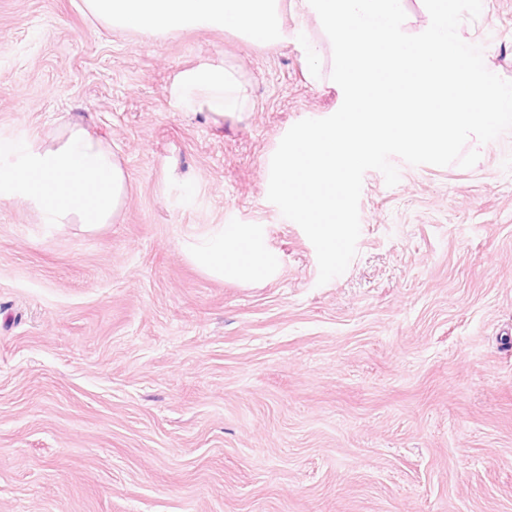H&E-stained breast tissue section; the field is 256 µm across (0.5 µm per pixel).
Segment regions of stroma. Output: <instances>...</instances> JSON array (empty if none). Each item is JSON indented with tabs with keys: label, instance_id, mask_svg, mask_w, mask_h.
I'll return each mask as SVG.
<instances>
[{
	"label": "stroma",
	"instance_id": "1",
	"mask_svg": "<svg viewBox=\"0 0 512 512\" xmlns=\"http://www.w3.org/2000/svg\"><path fill=\"white\" fill-rule=\"evenodd\" d=\"M284 22L274 47L128 37L81 0H0V159L79 119L129 175L97 232L0 200V512H512V131L468 140L469 169L366 171L357 253L319 284L270 164L343 95L320 19ZM459 34L512 81V0ZM221 61L242 118L172 93ZM219 224L257 225L277 274L199 268L186 247Z\"/></svg>",
	"mask_w": 512,
	"mask_h": 512
}]
</instances>
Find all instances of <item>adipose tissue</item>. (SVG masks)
<instances>
[{
    "mask_svg": "<svg viewBox=\"0 0 512 512\" xmlns=\"http://www.w3.org/2000/svg\"><path fill=\"white\" fill-rule=\"evenodd\" d=\"M85 11L105 29L158 35L173 28L216 27L258 45L287 41L282 0H83ZM175 88L193 110L242 116L247 88L223 65L203 64L179 74ZM128 193V174L111 141L89 124L68 121L26 141L17 159L0 165V199L19 197L43 224L94 232L114 223ZM194 263L217 278L251 280L275 266L250 224H225L194 243Z\"/></svg>",
    "mask_w": 512,
    "mask_h": 512,
    "instance_id": "1",
    "label": "adipose tissue"
}]
</instances>
